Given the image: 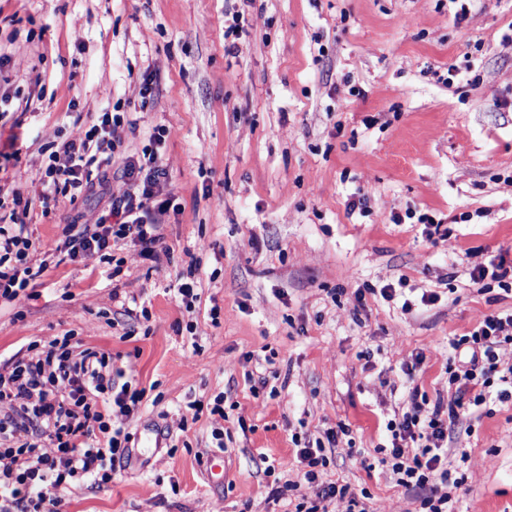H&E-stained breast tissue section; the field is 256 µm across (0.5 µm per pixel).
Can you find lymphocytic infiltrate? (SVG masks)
<instances>
[{
  "label": "lymphocytic infiltrate",
  "mask_w": 512,
  "mask_h": 512,
  "mask_svg": "<svg viewBox=\"0 0 512 512\" xmlns=\"http://www.w3.org/2000/svg\"><path fill=\"white\" fill-rule=\"evenodd\" d=\"M119 121V116L101 113L89 129L49 155L42 207L61 197L74 201L97 193L110 198L94 225L75 218L65 225L54 250L70 261L108 260L113 246L126 241L139 246L143 259L159 258L163 235L155 217L172 206L167 169L157 150L163 135L152 134V149L124 157L117 167L112 127ZM114 168L125 185L118 196L109 184ZM10 195L12 209L0 210V300L7 303L26 297L48 265L36 260L39 248L18 222L22 193L14 189ZM74 337L69 330L0 360V512H62L63 489L88 478L111 482L116 463L128 453V424L145 392L128 382L115 384L111 356L94 347L76 349ZM507 344H512L511 313L483 315L476 330L453 342V349L470 353L467 362L448 365V385L457 397L478 409L491 399L512 400V365H502L499 357ZM457 416L456 410L428 405L417 391H409L401 419L387 424L388 445L377 449L378 464L414 496L422 512H450L449 489L462 483L447 468L448 422ZM336 438L330 430L324 440L298 449L302 477L314 497L298 503L296 512H326L327 501L337 497L348 499L352 512H368L367 491L322 479L327 446ZM408 441L415 451H406Z\"/></svg>",
  "instance_id": "obj_1"
}]
</instances>
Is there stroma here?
Instances as JSON below:
<instances>
[{"label":"stroma","instance_id":"1","mask_svg":"<svg viewBox=\"0 0 512 512\" xmlns=\"http://www.w3.org/2000/svg\"><path fill=\"white\" fill-rule=\"evenodd\" d=\"M468 8L459 20L454 0H0V93L32 101L0 118L1 186L37 198L51 144L102 110L122 117L119 158L166 131L159 261L127 242L108 262L49 266L30 299L0 305V357L72 329L146 390L129 460L109 483L70 488L66 512H292L313 496L293 436L341 422L324 481L366 489L370 512H417L361 458L386 443L409 388L454 404L451 342L512 311V292L470 278L512 270V0ZM148 70L159 87L145 101ZM78 212L99 216L95 200L63 198L22 221L46 250ZM130 299L147 315L124 312ZM219 394L220 449L209 413L177 425ZM448 460L465 475L454 512H512V404L459 414ZM279 463L297 484L283 496L267 472Z\"/></svg>","mask_w":512,"mask_h":512}]
</instances>
